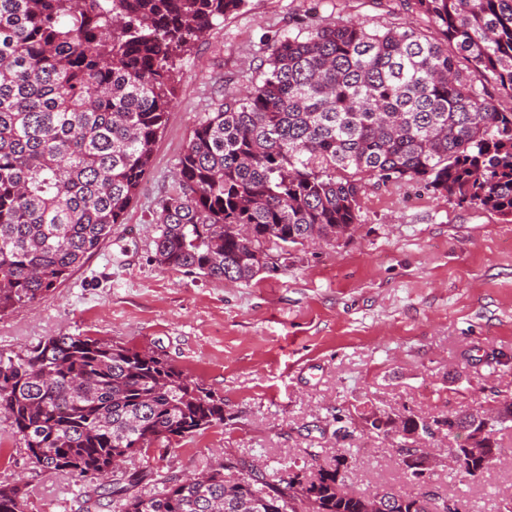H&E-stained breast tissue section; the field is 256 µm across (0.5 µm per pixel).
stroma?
Segmentation results:
<instances>
[{"mask_svg": "<svg viewBox=\"0 0 512 512\" xmlns=\"http://www.w3.org/2000/svg\"><path fill=\"white\" fill-rule=\"evenodd\" d=\"M339 19L371 28L434 23L407 0H248L184 58L152 170L124 223L47 298L0 317V350L83 334L150 350L224 398V423L156 444L128 470L185 478L216 463L260 467L275 483L335 466L337 416L374 408L430 421L512 395V218L433 193L416 181H367L352 235L293 252L288 266L224 283L161 267L158 201L192 129L259 76L281 35L305 37ZM480 476L439 466L432 493L459 512H500L512 496V428ZM352 492L408 489L384 439L351 441ZM24 479L27 512H86L80 482L32 463L0 419V483Z\"/></svg>", "mask_w": 512, "mask_h": 512, "instance_id": "35a3bbf8", "label": "stroma"}]
</instances>
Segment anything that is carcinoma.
<instances>
[{
	"mask_svg": "<svg viewBox=\"0 0 512 512\" xmlns=\"http://www.w3.org/2000/svg\"><path fill=\"white\" fill-rule=\"evenodd\" d=\"M247 0H0V314L46 298L121 224L148 173L184 55ZM439 35L326 23L277 38L261 77L192 130L178 189L158 203L155 256L166 268L233 283L286 266L267 247L349 235L361 177L416 180L458 204L512 217V0H414ZM465 63V74L459 63ZM336 433L430 435L413 414L373 410ZM0 414L42 471L120 512H364L340 496L339 466L303 483L252 472L178 480L114 461L224 424V398L151 351L63 334L0 352ZM463 443L487 427L495 449L456 472L487 471L512 400L443 415ZM157 491L145 498L139 486ZM388 512H433L410 493ZM25 485L0 484V512H27Z\"/></svg>",
	"mask_w": 512,
	"mask_h": 512,
	"instance_id": "1",
	"label": "carcinoma"
}]
</instances>
